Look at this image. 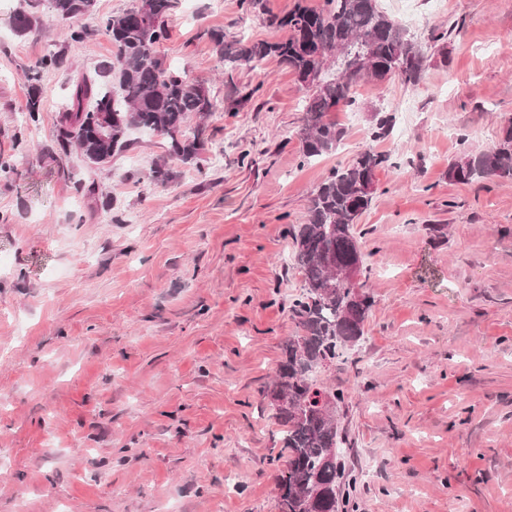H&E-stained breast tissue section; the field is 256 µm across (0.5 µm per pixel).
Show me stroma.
<instances>
[{"label":"stroma","instance_id":"1","mask_svg":"<svg viewBox=\"0 0 512 512\" xmlns=\"http://www.w3.org/2000/svg\"><path fill=\"white\" fill-rule=\"evenodd\" d=\"M21 2L0 0V512H278L288 452L266 392L300 333L288 230L369 146L390 159L358 226L375 304L314 373L344 395L348 512H512V183L448 179L512 121V0H379L423 47L422 79L362 81L355 108L328 114L338 150L307 164L309 88L273 59L225 74L209 37H275L267 17L297 0L251 15L173 0L156 53L212 110L198 163L167 160L164 185L159 133L132 131L103 165L55 147L72 83L115 59L102 19L137 0H96L74 46L43 7L17 33ZM438 27L453 33L435 44ZM53 53L65 65L39 69ZM246 86L260 92L238 103ZM382 110L393 127L374 142ZM39 5L40 0H34L33 4H29L30 10L21 8L14 14L12 23L18 33L26 34L40 25L41 18L35 10Z\"/></svg>","mask_w":512,"mask_h":512}]
</instances>
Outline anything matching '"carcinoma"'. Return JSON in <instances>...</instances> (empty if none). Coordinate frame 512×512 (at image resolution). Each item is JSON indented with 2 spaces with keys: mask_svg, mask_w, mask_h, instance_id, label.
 I'll return each mask as SVG.
<instances>
[{
  "mask_svg": "<svg viewBox=\"0 0 512 512\" xmlns=\"http://www.w3.org/2000/svg\"><path fill=\"white\" fill-rule=\"evenodd\" d=\"M51 14L70 22L92 12L95 0H47ZM34 0L12 18L26 34L41 18ZM172 0H139L137 6L102 21L116 49L117 64L104 63V81L82 78L59 119L57 143L77 147L91 163L101 164L128 147L131 129L156 131L168 140V156L195 162L205 149L204 126L187 130V119L205 115L212 104L207 90L165 65L155 47L167 37L166 16ZM268 25L285 30V38L250 41L210 33L224 70L255 68L275 58L301 82H313L303 109L299 141L304 161L335 152L343 131L327 119L340 105L356 104L355 88L365 78L395 75L412 87L423 72L425 56L406 30L382 11L377 0H324L316 10L298 0ZM387 157L366 149L347 164L333 168L311 193L308 222L289 229L292 258L302 276V293L291 306L302 334L283 347L272 388L271 405L285 427L287 466L278 476L279 512H346L344 467L327 461L339 444L335 413L343 395L317 386V366L342 356L364 334L373 305L370 296L355 297L356 286L334 267L363 262L357 224L370 207L374 190L364 187ZM512 181V125L488 151L466 155L448 165V180L469 184L480 178Z\"/></svg>",
  "mask_w": 512,
  "mask_h": 512,
  "instance_id": "carcinoma-1",
  "label": "carcinoma"
}]
</instances>
